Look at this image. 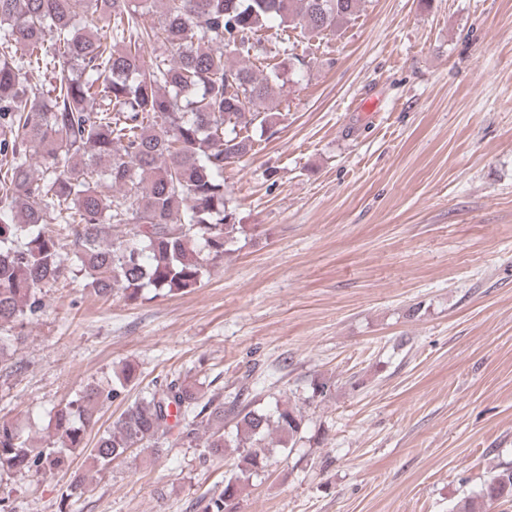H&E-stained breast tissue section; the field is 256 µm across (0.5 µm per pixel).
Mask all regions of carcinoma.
Wrapping results in <instances>:
<instances>
[{
	"mask_svg": "<svg viewBox=\"0 0 512 512\" xmlns=\"http://www.w3.org/2000/svg\"><path fill=\"white\" fill-rule=\"evenodd\" d=\"M360 2L0 0V370L17 366L24 330L44 311L42 289L61 280L79 276L94 296L119 291L127 301L146 289L167 296L201 284L244 232L224 171L255 151L250 130L271 128L267 104L285 95L286 61L297 59L298 41L268 48L263 33H334ZM159 42L165 50L146 56ZM34 73L49 75L48 90L31 85ZM138 380L128 362L111 384L83 386L49 412L40 446L0 419V476L51 474L82 455L91 468L74 472L65 490L80 498L93 475L134 449L161 452L177 428L183 443L204 448V462L241 449L224 488L196 502L198 512H237L243 482L267 467V439L276 433L285 448L303 439L299 408L226 407L221 393L205 398L178 376L128 404L88 446L102 409ZM509 503L512 465H499L452 512Z\"/></svg>",
	"mask_w": 512,
	"mask_h": 512,
	"instance_id": "cac0c4a2",
	"label": "carcinoma"
}]
</instances>
